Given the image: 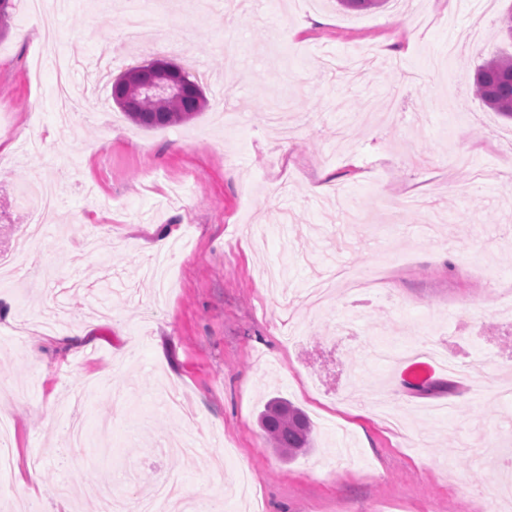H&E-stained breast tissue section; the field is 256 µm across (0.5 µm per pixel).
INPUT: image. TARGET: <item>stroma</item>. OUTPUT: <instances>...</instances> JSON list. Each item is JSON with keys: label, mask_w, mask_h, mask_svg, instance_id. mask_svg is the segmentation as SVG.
Here are the masks:
<instances>
[{"label": "stroma", "mask_w": 512, "mask_h": 512, "mask_svg": "<svg viewBox=\"0 0 512 512\" xmlns=\"http://www.w3.org/2000/svg\"><path fill=\"white\" fill-rule=\"evenodd\" d=\"M133 0H66L56 53L76 58L74 102L38 69L42 25L22 0L0 40V254L29 252L32 175L59 204L46 272L0 284V395L13 476L0 512H85L96 485L128 498L166 477L222 512H512L488 493L512 449V190L473 168L512 167V121L472 92L500 48L512 0H412L361 12L336 0H163L154 34L129 39ZM393 39L382 58L370 51ZM207 99L187 123L146 130L112 102L113 81L156 58ZM471 168L453 164L456 154ZM327 174L339 195L318 188ZM416 192L425 206L397 212ZM179 251L160 258L152 228ZM409 264L382 288L284 304L331 265ZM63 306L73 346L25 351ZM135 345H128V338ZM437 343L463 363L433 391L397 368ZM300 407L316 450L286 462L258 425L273 397ZM80 414L85 439L64 426ZM196 453L169 448L187 419ZM39 483H25L30 464Z\"/></svg>", "instance_id": "35a3bbf8"}]
</instances>
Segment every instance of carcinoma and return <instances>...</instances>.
Returning <instances> with one entry per match:
<instances>
[{
    "instance_id": "cac0c4a2",
    "label": "carcinoma",
    "mask_w": 512,
    "mask_h": 512,
    "mask_svg": "<svg viewBox=\"0 0 512 512\" xmlns=\"http://www.w3.org/2000/svg\"><path fill=\"white\" fill-rule=\"evenodd\" d=\"M175 81L191 92L166 97L145 92L155 81L154 67L147 64L128 70L112 83V101L136 124L146 129L176 125L199 114L206 98L189 72L170 65ZM477 97L498 114L512 118V51L499 52L478 65L474 72ZM267 440L279 457L293 460L314 447L313 427L307 414L286 399L274 398L259 417Z\"/></svg>"
}]
</instances>
